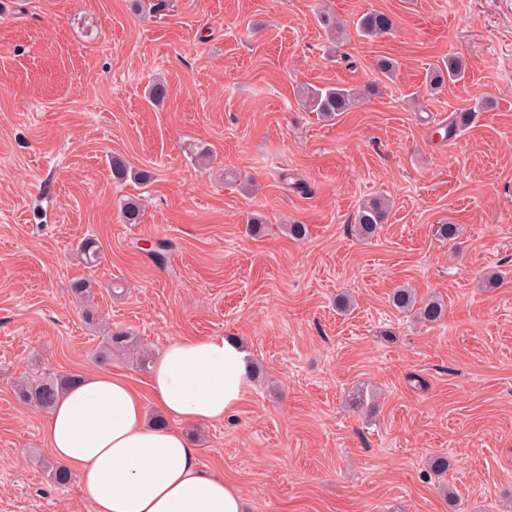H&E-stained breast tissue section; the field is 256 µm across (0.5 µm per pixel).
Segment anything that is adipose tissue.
Masks as SVG:
<instances>
[{
  "label": "adipose tissue",
  "mask_w": 512,
  "mask_h": 512,
  "mask_svg": "<svg viewBox=\"0 0 512 512\" xmlns=\"http://www.w3.org/2000/svg\"><path fill=\"white\" fill-rule=\"evenodd\" d=\"M149 385L170 425L148 421L143 396L117 372L83 375L55 407L48 450L77 474L83 499L93 512H242L239 488L200 468L176 424L235 412L251 385L243 345L176 341L154 363Z\"/></svg>",
  "instance_id": "ef3b65f1"
}]
</instances>
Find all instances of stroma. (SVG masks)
<instances>
[{"instance_id": "1", "label": "stroma", "mask_w": 512, "mask_h": 512, "mask_svg": "<svg viewBox=\"0 0 512 512\" xmlns=\"http://www.w3.org/2000/svg\"><path fill=\"white\" fill-rule=\"evenodd\" d=\"M323 5L396 27L335 44ZM450 54L467 79L431 88ZM324 85L364 94L326 120L299 98ZM116 155L145 181L114 178ZM370 195L391 207L362 239ZM129 198L139 223L122 220ZM159 240L161 264L144 250ZM78 278L129 354L98 361ZM401 285L442 296L444 321L398 312ZM212 336L238 337L259 374L232 415L179 428L246 512H512V0H166L151 16L131 0H0V512H92L78 480H50V415L16 380L103 368L144 388L137 354Z\"/></svg>"}]
</instances>
